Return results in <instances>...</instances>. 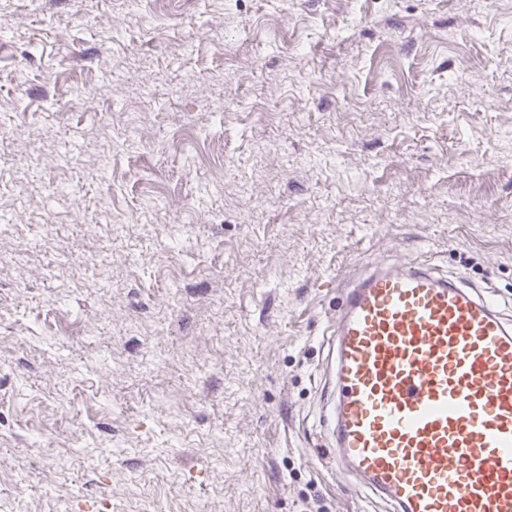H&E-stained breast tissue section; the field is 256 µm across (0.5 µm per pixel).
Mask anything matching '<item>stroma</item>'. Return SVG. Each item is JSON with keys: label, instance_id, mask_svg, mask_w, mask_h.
<instances>
[{"label": "stroma", "instance_id": "35a3bbf8", "mask_svg": "<svg viewBox=\"0 0 512 512\" xmlns=\"http://www.w3.org/2000/svg\"><path fill=\"white\" fill-rule=\"evenodd\" d=\"M0 251V512H392L341 285L512 317V0H0Z\"/></svg>", "mask_w": 512, "mask_h": 512}]
</instances>
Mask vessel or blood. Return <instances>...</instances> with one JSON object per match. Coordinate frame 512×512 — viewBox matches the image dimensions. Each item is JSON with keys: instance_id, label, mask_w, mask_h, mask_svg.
I'll return each mask as SVG.
<instances>
[{"instance_id": "vessel-or-blood-1", "label": "vessel or blood", "mask_w": 512, "mask_h": 512, "mask_svg": "<svg viewBox=\"0 0 512 512\" xmlns=\"http://www.w3.org/2000/svg\"><path fill=\"white\" fill-rule=\"evenodd\" d=\"M336 461L396 512H512V322L429 267L348 280L332 332Z\"/></svg>"}]
</instances>
